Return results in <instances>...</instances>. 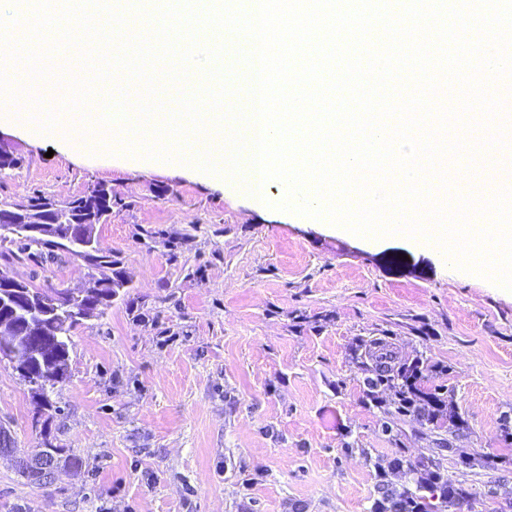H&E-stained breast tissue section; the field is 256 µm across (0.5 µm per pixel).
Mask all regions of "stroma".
Returning <instances> with one entry per match:
<instances>
[{
	"instance_id": "1",
	"label": "stroma",
	"mask_w": 512,
	"mask_h": 512,
	"mask_svg": "<svg viewBox=\"0 0 512 512\" xmlns=\"http://www.w3.org/2000/svg\"><path fill=\"white\" fill-rule=\"evenodd\" d=\"M74 124L47 131L0 100L20 165L0 206L41 193L64 203L103 183L122 198L98 247L132 276L103 317L72 335L67 379L50 392L43 438L29 386L0 363V422L17 455L43 441L81 457L51 484L0 458V512H368L373 462L405 452L451 469L444 449L507 458L494 481L512 502V291L403 237L367 239L324 220L254 209L232 185L119 151L69 152ZM167 188L159 196V188ZM0 244V274L80 291L86 265ZM432 366L463 430L397 419L384 431L363 387L366 348Z\"/></svg>"
}]
</instances>
